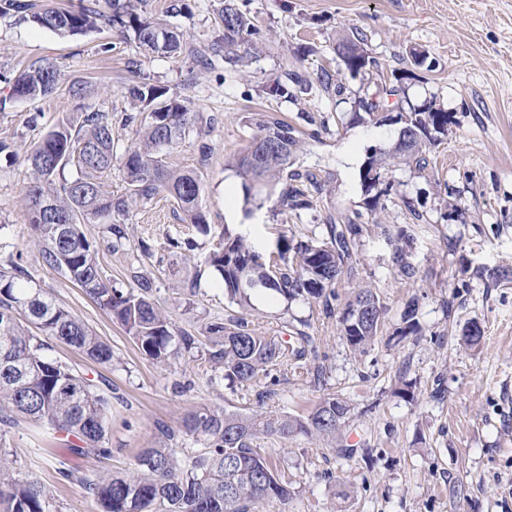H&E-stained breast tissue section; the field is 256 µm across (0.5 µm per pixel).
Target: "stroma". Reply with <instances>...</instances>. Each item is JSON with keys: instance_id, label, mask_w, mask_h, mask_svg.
Returning a JSON list of instances; mask_svg holds the SVG:
<instances>
[{"instance_id": "obj_1", "label": "stroma", "mask_w": 512, "mask_h": 512, "mask_svg": "<svg viewBox=\"0 0 512 512\" xmlns=\"http://www.w3.org/2000/svg\"><path fill=\"white\" fill-rule=\"evenodd\" d=\"M260 29L245 44L248 67L224 61L202 68L188 54L144 55L115 31L85 36L58 34L0 18V72L52 60L59 88L35 102L10 100L0 82V267L19 262L34 287L68 309L112 348L111 368L79 355L53 337L46 353L74 367L94 384L112 389L109 455L75 459L48 449L44 430L20 424L5 436L12 473L51 489L59 512H100L83 483L127 472L144 448L161 441V427L178 428L187 414L207 407L303 414L323 394L347 400L352 419L342 431L344 456L322 441L299 436L275 442L279 466L293 495L286 512H512V0H235ZM169 0H147L146 9L166 17L187 43L204 46L223 37L215 16L222 0H189L191 11L166 16ZM366 43L388 78H399L412 102L435 100L448 110V135L432 148L427 169L403 167L375 221L355 242L331 306L322 300L292 302L253 298L251 320L282 340L304 331L313 340L300 369H280L250 387L229 388L209 364L184 356L170 366L143 355L124 328L81 288L44 266L24 207L28 153L57 122L80 125L85 113L112 118L116 151L131 135L127 116L139 107L128 84L149 81L192 99L203 117L208 157L194 139L167 155L169 165L201 173L209 233L188 223L173 198L158 195L125 217L123 250H101L105 279L127 288L128 268L140 261L153 278V298L175 330L195 336L207 326L239 316L207 264L223 226L262 250L279 236L327 239L326 219L359 209L364 199L360 171L371 147L389 148L396 130L354 119L355 99L367 82L346 79L342 95L318 90L292 100L276 99L268 84L298 70L316 81L336 71V40L351 28ZM111 52H102L103 44ZM428 52L415 65L412 50ZM87 87L83 98L70 84ZM257 112H277L305 135L296 169L323 185L311 209L282 208L277 195L246 201L234 163L249 144ZM423 212L412 223L408 206ZM404 230L402 241L384 227ZM192 240L191 254L170 239ZM150 254H142L141 243ZM402 250L414 269L401 274L394 262ZM500 278H490V270ZM375 288L386 314L375 346L356 355L341 336V318L353 288ZM416 300L420 330L397 342L408 300ZM478 323L482 337L467 345L461 330ZM71 468L75 477L59 471Z\"/></svg>"}]
</instances>
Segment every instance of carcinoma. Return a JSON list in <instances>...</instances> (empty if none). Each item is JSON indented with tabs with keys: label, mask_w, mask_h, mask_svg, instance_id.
<instances>
[{
	"label": "carcinoma",
	"mask_w": 512,
	"mask_h": 512,
	"mask_svg": "<svg viewBox=\"0 0 512 512\" xmlns=\"http://www.w3.org/2000/svg\"><path fill=\"white\" fill-rule=\"evenodd\" d=\"M145 0H78L69 7L41 5L35 0H0V15L11 16L60 35H82L103 27L117 30L147 54L174 55L183 50L203 67L212 57L240 61L241 44L258 34L250 17L232 0H224L215 21L224 38L204 48L183 46V35L167 23L144 15ZM359 32L344 35L337 48L344 51V67L355 78L365 70L383 72L378 61L361 47ZM10 85V98L34 101L58 89L54 62L35 61L13 76L0 78ZM321 88L342 95V75L321 71ZM312 83L300 72L287 73V80L273 81L267 94L293 99L311 91ZM141 104L144 117L136 139L125 148L121 166L127 192L114 196L101 176L112 169L115 133L112 120L102 112H87L80 126L57 125L28 155L30 177L25 188L27 219L38 240L43 265L81 288L100 307L112 314L139 349L159 363L201 349L223 379L242 387L268 377L275 368L299 362L306 356L310 337L300 332L282 343L256 329L244 316L209 327L212 346L184 333L171 331L170 321L153 300L154 281L135 266L129 267L135 287L124 290L103 279L99 249L82 231V225L100 220L109 234V248L123 247L124 228L112 222L126 217L132 208L165 193L177 202L190 223L206 230L201 179L195 170L176 171L165 155L185 141L190 133L202 134L201 116L189 99L170 88L139 82L127 88ZM404 110V140L388 149H370L360 172L366 195V210L384 205L394 188L389 173L404 167L423 171L427 153L448 134L450 114L429 99L412 103L400 85L375 84L355 99L354 116L375 125L388 124L386 111ZM256 132L236 160L245 199L259 190L279 189L280 205L291 210L312 206L311 191L321 182L311 172L293 169L301 141L298 130L277 112H263L255 122ZM77 175L66 179L67 167ZM378 169L385 182L370 177ZM364 215L329 217L330 241L297 242L283 237L276 242L278 261H269L247 238L229 229L209 253L207 263L221 279L224 296L246 311L252 296L272 293L287 300L322 299L326 310L336 298V281L343 274L345 259L362 233ZM414 301L406 303L402 326L394 336L402 340L418 331ZM384 306L372 288H357L342 318V335L351 349L364 354L375 343ZM53 336L93 362L112 367V348L78 316L56 304L41 289L30 286L20 266L0 270V424L12 428L31 422L50 433L67 453L77 459L110 454L107 447L110 394L71 366L45 354L42 336ZM349 403L335 393L324 395L307 415L276 410L214 411L204 409L183 418L178 429L163 430V439L137 456L127 473L87 481L84 487L103 512H258L265 505L285 506L291 496L288 483L278 474L273 449L265 440L286 441L303 435L321 438L345 456L355 449L342 444V429L350 418ZM185 437L201 449L184 467L178 466L176 448ZM0 512H55L53 495L41 483L13 476L9 451L0 442Z\"/></svg>",
	"instance_id": "obj_1"
}]
</instances>
